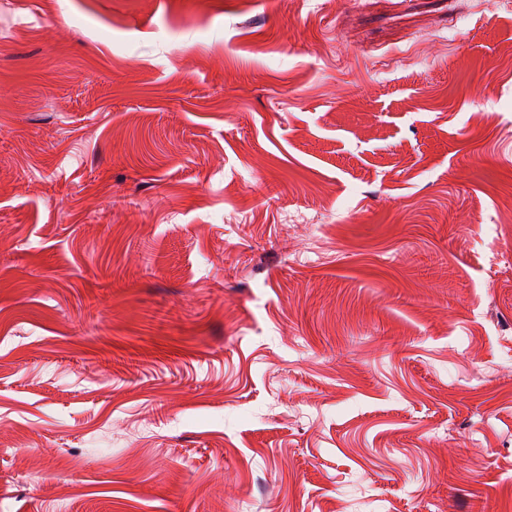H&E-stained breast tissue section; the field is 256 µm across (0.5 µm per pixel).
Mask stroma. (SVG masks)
Returning a JSON list of instances; mask_svg holds the SVG:
<instances>
[{
	"mask_svg": "<svg viewBox=\"0 0 512 512\" xmlns=\"http://www.w3.org/2000/svg\"><path fill=\"white\" fill-rule=\"evenodd\" d=\"M512 0H0V512H512Z\"/></svg>",
	"mask_w": 512,
	"mask_h": 512,
	"instance_id": "1",
	"label": "stroma"
}]
</instances>
